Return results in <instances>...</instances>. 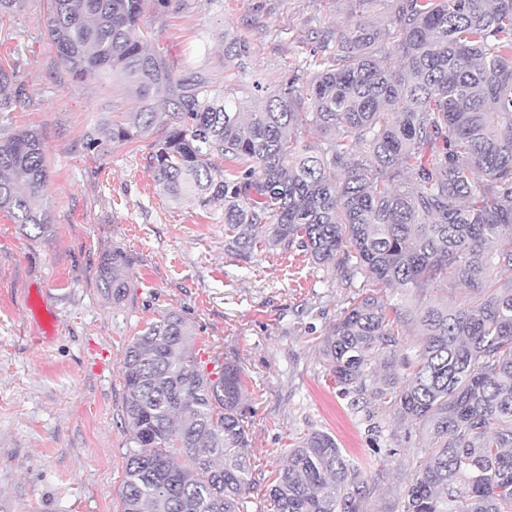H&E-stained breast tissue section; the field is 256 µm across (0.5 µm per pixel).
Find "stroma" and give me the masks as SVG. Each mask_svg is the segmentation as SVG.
I'll return each mask as SVG.
<instances>
[{"mask_svg":"<svg viewBox=\"0 0 512 512\" xmlns=\"http://www.w3.org/2000/svg\"><path fill=\"white\" fill-rule=\"evenodd\" d=\"M50 0L0 15V137L36 129L49 179L39 199L46 233L0 212V512H120L127 456V347L167 311L184 316L206 370L238 364L255 488L247 512H271L267 489L299 438L333 435L367 483L363 512H402L405 477L422 454L378 401L337 384L320 341L354 291L300 251L244 260L224 245V210L160 192L149 167L168 124L116 142L112 125L139 100L97 75L73 80L49 37ZM393 0H190L167 15L147 9L140 29L173 79L233 87L245 40L250 71L286 88L324 37L356 22L389 24ZM99 141L88 149V137ZM121 249L131 288L113 303L97 274Z\"/></svg>","mask_w":512,"mask_h":512,"instance_id":"stroma-1","label":"stroma"}]
</instances>
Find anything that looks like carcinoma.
<instances>
[{"label": "carcinoma", "mask_w": 512, "mask_h": 512, "mask_svg": "<svg viewBox=\"0 0 512 512\" xmlns=\"http://www.w3.org/2000/svg\"><path fill=\"white\" fill-rule=\"evenodd\" d=\"M185 0H51L47 27L73 79L107 75L144 106L112 125L131 141L173 106L155 142L154 182L173 203L224 207L240 258L297 249L343 288L360 287L322 341L336 380L393 410L424 454L404 512H512V0H400L389 24L357 23L303 61L306 85L241 112L235 90L201 77L173 82L147 51L139 20ZM311 111H298L301 98ZM313 126L322 135L304 137ZM49 174L32 129L0 139V211L43 229L33 200ZM127 256L98 277L125 299ZM440 283L467 291L407 311L382 292ZM418 324L416 356L396 325ZM176 311L147 324L122 364L129 452L121 512H246L255 486L244 428L243 371L209 373ZM408 374L401 377L397 369ZM361 470L334 436L290 449L268 490L272 512H359Z\"/></svg>", "instance_id": "1"}]
</instances>
